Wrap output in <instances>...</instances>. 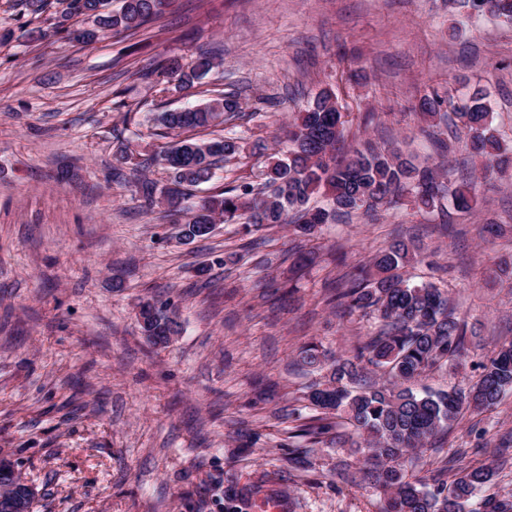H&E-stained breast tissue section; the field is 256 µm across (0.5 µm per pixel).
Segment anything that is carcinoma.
<instances>
[{
  "label": "carcinoma",
  "mask_w": 512,
  "mask_h": 512,
  "mask_svg": "<svg viewBox=\"0 0 512 512\" xmlns=\"http://www.w3.org/2000/svg\"><path fill=\"white\" fill-rule=\"evenodd\" d=\"M21 12L39 18L51 12L52 32L68 40L90 44L106 34L136 32L156 20L172 0H19ZM452 11L468 16L489 15L512 23V0H448ZM216 67L215 57L199 53L184 64L177 57L157 61L142 73L155 79L159 92L183 91L202 83ZM481 87L467 90L457 105L456 118L465 133V147L481 162L486 176L512 167V147L492 126V113ZM443 98L433 90L418 103V115L433 127L442 119ZM242 103L236 93H222L184 110L157 112L150 118V136L165 139L158 149L140 154L129 140L114 153V171L131 165L133 194L140 207L160 209L179 216L175 237L183 242L207 238L209 227L240 224L245 230L295 224L306 235L319 224L341 214L373 211L408 196L419 209L442 207L451 197L454 209L470 211L477 204V183L465 182L448 189L440 181L448 144H439V160L414 163L400 152L367 145L336 158L344 142L346 126L336 98L323 89L300 109L289 125L288 150L269 157L264 173L265 191L242 181L226 185L187 207V190L208 183L226 159L242 150L235 137L197 139L195 131L215 129L236 117ZM165 173L160 181L149 176L150 168ZM323 191L331 208L311 205L312 196ZM415 258L414 246L403 240L381 249L367 269L358 273L341 294L351 312L379 313L383 328L354 348L352 355L334 362L325 386L307 395L320 411L316 423L301 432L320 436L338 429L345 421L363 438L369 469L364 477L387 494L385 512H472L476 496L487 490L493 468L460 467V457L448 456L443 472H455L446 482L438 477H408L409 455L427 447L470 411H492L502 396L512 391V343L499 348L481 365L476 381L467 387L453 385L445 391L422 392L411 384L428 371L456 358L464 350L467 330L455 316L448 292L433 282L412 283L403 268ZM138 321L145 342L164 347L178 334L179 324L168 304L144 300ZM325 354L316 344L301 355L307 367H319ZM383 371L395 383L370 382L368 368ZM35 492L16 482L12 472L0 467V512H32ZM482 512H512V497L487 494Z\"/></svg>",
  "instance_id": "cac0c4a2"
}]
</instances>
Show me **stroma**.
Segmentation results:
<instances>
[{
	"label": "stroma",
	"instance_id": "stroma-1",
	"mask_svg": "<svg viewBox=\"0 0 512 512\" xmlns=\"http://www.w3.org/2000/svg\"><path fill=\"white\" fill-rule=\"evenodd\" d=\"M27 19L0 0V451L36 492L34 512H226L227 494L262 485L286 512H382L384 492L347 480L364 451L300 434L316 412L306 395L327 373L299 364L309 342L327 360L352 351L379 324L335 296L395 236L417 248L404 270L447 290L475 344L422 384L468 386L496 345L512 341V170L481 177L450 139L446 185L478 181V204L455 213L407 200L346 221L163 242L169 225L142 211L112 175L119 140L152 109L185 108L219 91L241 96L224 126L246 153L194 191L200 201L236 180H258L286 151L289 117L330 89L352 122L343 145L363 141L420 159L435 156L415 113L430 90L458 99L488 93L512 145V25L480 16L452 34L447 0H173L134 35L91 45L19 37ZM212 49L217 66L187 92L159 94L139 71ZM68 166L60 183L56 172ZM500 235L485 233L487 222ZM169 302L179 333L148 347L140 300ZM512 436V393L492 413L469 414L442 447L406 468L435 471L455 449L473 466L499 459ZM490 490L512 496V467Z\"/></svg>",
	"mask_w": 512,
	"mask_h": 512
}]
</instances>
